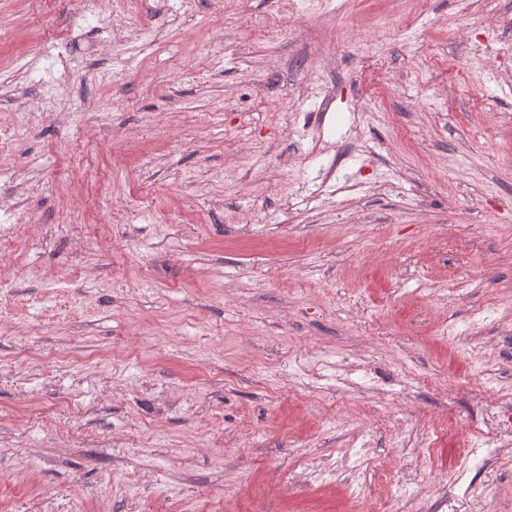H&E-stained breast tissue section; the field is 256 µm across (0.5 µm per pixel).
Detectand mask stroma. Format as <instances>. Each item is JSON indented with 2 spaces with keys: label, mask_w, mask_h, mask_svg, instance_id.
Listing matches in <instances>:
<instances>
[{
  "label": "stroma",
  "mask_w": 512,
  "mask_h": 512,
  "mask_svg": "<svg viewBox=\"0 0 512 512\" xmlns=\"http://www.w3.org/2000/svg\"><path fill=\"white\" fill-rule=\"evenodd\" d=\"M0 139V512H512V0H0Z\"/></svg>",
  "instance_id": "35a3bbf8"
}]
</instances>
